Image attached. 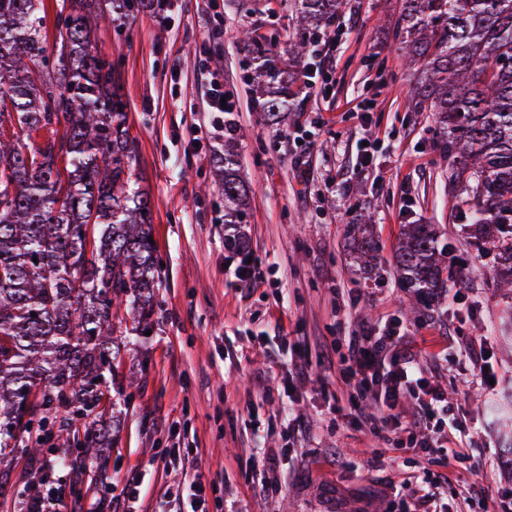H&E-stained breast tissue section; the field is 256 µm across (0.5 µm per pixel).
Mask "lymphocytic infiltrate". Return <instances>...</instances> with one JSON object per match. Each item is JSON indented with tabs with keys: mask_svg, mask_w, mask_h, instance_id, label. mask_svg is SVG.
<instances>
[{
	"mask_svg": "<svg viewBox=\"0 0 512 512\" xmlns=\"http://www.w3.org/2000/svg\"><path fill=\"white\" fill-rule=\"evenodd\" d=\"M417 341L398 317L381 318L345 339L336 353V367L354 398L370 401L379 415L370 420L380 438L405 437L408 449L421 456L437 455V470L404 478L395 496H414L418 512H430L437 492L454 485L453 463L470 461L473 438L448 404V394L432 371L417 359Z\"/></svg>",
	"mask_w": 512,
	"mask_h": 512,
	"instance_id": "obj_1",
	"label": "lymphocytic infiltrate"
}]
</instances>
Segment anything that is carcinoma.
Listing matches in <instances>:
<instances>
[{
	"label": "carcinoma",
	"instance_id": "obj_1",
	"mask_svg": "<svg viewBox=\"0 0 512 512\" xmlns=\"http://www.w3.org/2000/svg\"><path fill=\"white\" fill-rule=\"evenodd\" d=\"M66 0L70 25L48 46L42 0H0V479L16 449L34 460L55 441L75 475L78 460L105 456L93 427L111 404L117 358L113 321L121 306L132 330L152 328L160 285L150 190L135 163L119 77L92 52L104 12L121 18L144 0ZM392 35L419 80L412 107L436 113L439 150L471 209L474 244L494 252L499 287L512 288V0H401ZM344 0H294L295 37L282 57L247 34L256 66V104L275 121L299 92L287 78L309 42ZM224 151L214 162L224 194V240L250 249L242 223L244 193L235 177L234 122L224 118ZM43 135L30 148L23 138ZM68 160L66 200L57 204L58 156ZM96 214V243L86 252L81 224ZM360 253L376 260L373 225L361 222ZM395 265L402 287L440 305L448 280L464 284L431 224H407Z\"/></svg>",
	"mask_w": 512,
	"mask_h": 512
}]
</instances>
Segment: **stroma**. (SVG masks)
Wrapping results in <instances>:
<instances>
[{"label":"stroma","mask_w":512,"mask_h":512,"mask_svg":"<svg viewBox=\"0 0 512 512\" xmlns=\"http://www.w3.org/2000/svg\"><path fill=\"white\" fill-rule=\"evenodd\" d=\"M398 7V0H346L336 27L320 34L330 94L306 90L276 124L255 105L241 32L257 30L285 54L291 0H223L217 8L212 0H172L168 11L142 8L97 31L96 53L121 77L162 268L151 334L118 337L117 412L98 423L121 421L109 462H87L97 482L82 496L67 495L64 512H186L171 489L193 475L206 486V512H357L365 501L384 512L393 482L427 461L405 451L404 438L385 442L348 423L347 389L326 351L388 313L417 330L420 362L481 445L476 470L462 478L492 491L512 483V456L493 413L512 398V347L500 340L512 323V292L498 288L492 255L468 241V210L449 183L434 113L409 105L415 72L392 36ZM205 42L213 50L207 63L197 54ZM214 77L236 106L251 242L245 257L224 246L213 167L224 134L193 138L214 119L206 106ZM372 98L376 112L358 118L354 105ZM367 140L377 149L368 165L359 152ZM366 216L378 255L369 269L358 265L349 233ZM407 224L436 225L449 263L465 276L439 308L415 307L400 286L394 255ZM460 349L485 351L502 377L495 393L461 385L473 366L458 361ZM297 364L308 372L294 383ZM292 419L305 433L289 430ZM375 450L380 461L371 467ZM270 456L275 466H263ZM33 482L39 493L53 489L19 455L0 484V512H22ZM264 484L276 494L263 495Z\"/></svg>","instance_id":"stroma-1"}]
</instances>
